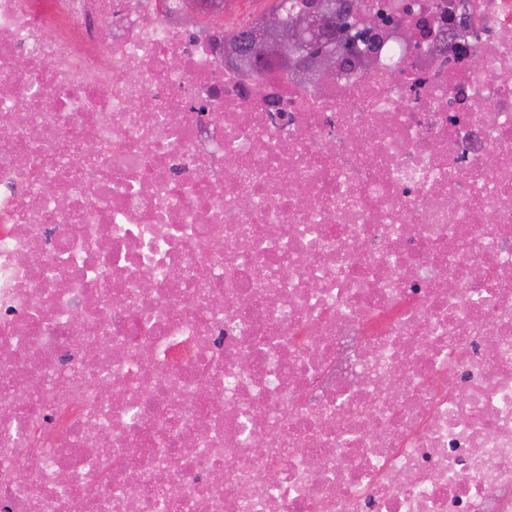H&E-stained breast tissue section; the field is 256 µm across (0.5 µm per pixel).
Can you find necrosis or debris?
Listing matches in <instances>:
<instances>
[{
    "label": "necrosis or debris",
    "instance_id": "1",
    "mask_svg": "<svg viewBox=\"0 0 512 512\" xmlns=\"http://www.w3.org/2000/svg\"><path fill=\"white\" fill-rule=\"evenodd\" d=\"M354 2L0 0V512H512V0ZM273 4L268 12L278 13L282 21L286 24L299 14H305L309 6L304 5V0H273ZM270 1H248L245 6L247 12H263L271 4ZM266 14V15H268ZM261 27L239 30L234 29L228 34L231 43L232 52L239 53L243 60L249 62V69L256 73H262L266 66L272 65L268 61L259 57H254L249 51H245V42L253 32H258ZM306 32L313 37L333 41L335 39V26L332 20L325 13L316 11L301 17L297 23L288 24V27L279 25L278 21L272 19L265 32H258L253 38L251 48L263 55L269 56L279 61L284 67L282 70L288 71V65L291 68L324 72L328 76H333L335 68L334 59L326 54H313L301 50V33ZM316 2L329 8L324 10V12L338 17L339 25L336 32V46L342 51L349 50L352 45H355L356 40L362 39L366 27L364 21L361 26L352 21V1L319 0Z\"/></svg>",
    "mask_w": 512,
    "mask_h": 512
}]
</instances>
